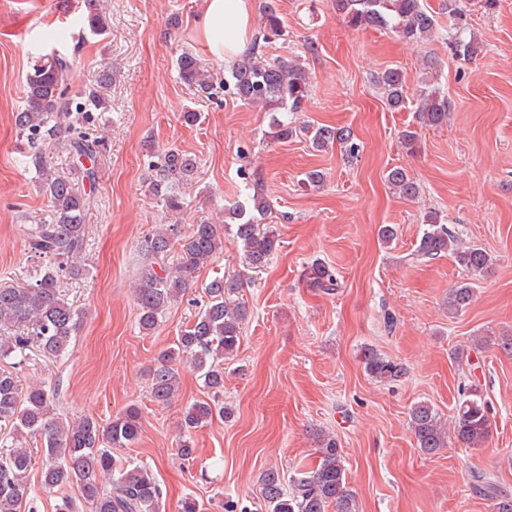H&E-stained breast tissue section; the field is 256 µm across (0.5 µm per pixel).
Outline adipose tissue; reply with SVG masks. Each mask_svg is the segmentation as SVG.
<instances>
[{
	"mask_svg": "<svg viewBox=\"0 0 512 512\" xmlns=\"http://www.w3.org/2000/svg\"><path fill=\"white\" fill-rule=\"evenodd\" d=\"M200 27L211 52L232 62L253 29L250 0H206Z\"/></svg>",
	"mask_w": 512,
	"mask_h": 512,
	"instance_id": "obj_1",
	"label": "adipose tissue"
}]
</instances>
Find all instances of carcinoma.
Here are the masks:
<instances>
[{
  "mask_svg": "<svg viewBox=\"0 0 512 512\" xmlns=\"http://www.w3.org/2000/svg\"><path fill=\"white\" fill-rule=\"evenodd\" d=\"M333 2L336 13L354 30L387 29L412 44L424 43L437 33V19L424 0ZM85 3L84 22L94 34H104L106 21L99 12L98 0ZM260 13L262 25L258 33L231 70L233 94L245 104H261L270 112H302L309 91L305 69L285 59H266L261 53L263 45L284 35L276 0H264ZM448 42L464 57L471 58L479 50L476 37L465 38L457 29L448 33ZM178 69L185 82L203 91L210 89L209 79L193 55H182ZM425 69L428 76L415 92L418 115L424 124L437 127L448 121V98L437 87L434 62L426 60ZM69 70L70 62L55 53L42 56L33 66L26 78V107L15 116L20 131L39 132L50 140L57 133L56 123L68 118L70 112L107 110L109 102L104 90L112 82L110 73L101 74L95 86L82 91L80 101L76 102L67 94ZM376 82L383 88L391 109L407 107L409 99L400 69L383 71ZM272 134L278 142L305 136L318 150L337 142L351 157L359 151L344 130L327 126L315 128L296 125L292 120H277ZM71 147L78 156L92 161L99 154V142L86 132L78 133ZM159 160L149 189L164 215L180 213L184 211L180 187L192 181L196 161L177 150L165 152ZM29 164L41 176L40 188L50 202L53 219L22 229L28 253L46 259V263L33 270L25 285L0 287V332H9L0 338V358L15 359L19 364L26 361L32 350L48 358L62 356L86 322V313L65 301L61 282L84 275L88 250L84 217L96 204L92 193L77 192L69 179L48 172L42 151L31 153ZM387 179L393 190L406 198L418 193L417 183L402 167L391 169ZM224 221L235 224L236 237L246 248L247 265L253 269L264 267L277 245L274 231L262 230L253 220L244 219L243 208L238 205L224 209ZM425 223L417 246L419 255L433 258L448 254L472 275L489 265L491 258L485 250L465 245L447 225L438 222L435 213H429ZM223 248L224 225L207 221L187 228L182 224H163L144 236L139 244L143 263L134 288L144 334L153 333L163 312L185 294ZM304 277L307 287L316 292L331 294L337 290L334 272L321 262L311 264ZM238 288L237 282L222 278L212 279L205 287L207 302L202 310L177 337L176 348L162 352L150 370V396L154 402L166 405L172 400L179 387V375L172 362L179 357L189 359L207 388L216 392L224 389V359L238 349L242 325L249 315L245 304L233 299ZM473 294V282L458 283L448 292V310L462 311L470 305ZM362 362L366 372L380 382L395 380L403 374L402 365L373 348L364 349ZM462 395L451 430L433 406L421 402L410 409L409 426L423 454H437L447 447L451 436L472 449L482 446L488 438L491 424L480 389L469 384ZM53 403V395L44 386L35 384L24 389L13 373L0 372V426L41 438L43 488L50 491L77 487L89 512H161L163 493L153 474L145 466L114 454L115 449L128 448L139 439L141 411L130 406L102 426L91 416L70 421L55 418ZM226 415L224 404L214 399L198 400L186 407L178 447L180 458L187 462L192 459V430ZM318 454V463L298 470L288 489L278 471H267L261 479V500L256 502L255 512H357L336 440H323ZM32 459L27 448H11L0 457V512H36L35 496L26 476ZM476 489L491 497L493 512H512L511 494L480 485Z\"/></svg>",
  "mask_w": 512,
  "mask_h": 512,
  "instance_id": "cac0c4a2",
  "label": "carcinoma"
}]
</instances>
